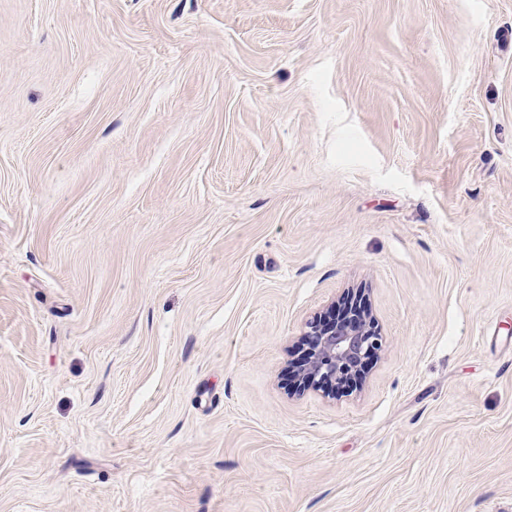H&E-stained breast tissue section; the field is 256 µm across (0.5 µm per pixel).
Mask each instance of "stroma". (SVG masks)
<instances>
[{
	"instance_id": "1",
	"label": "stroma",
	"mask_w": 512,
	"mask_h": 512,
	"mask_svg": "<svg viewBox=\"0 0 512 512\" xmlns=\"http://www.w3.org/2000/svg\"><path fill=\"white\" fill-rule=\"evenodd\" d=\"M0 512H512V0H0ZM303 334L305 355L293 371L297 387L336 393L357 388L369 361L381 349L383 337L361 306L350 299L335 312L312 321Z\"/></svg>"
}]
</instances>
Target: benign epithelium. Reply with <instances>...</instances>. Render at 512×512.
Returning <instances> with one entry per match:
<instances>
[{"label":"benign epithelium","mask_w":512,"mask_h":512,"mask_svg":"<svg viewBox=\"0 0 512 512\" xmlns=\"http://www.w3.org/2000/svg\"><path fill=\"white\" fill-rule=\"evenodd\" d=\"M304 342L305 355L294 370L297 387L328 392L358 387L383 337L361 302L353 298L327 317L310 322Z\"/></svg>","instance_id":"1"}]
</instances>
